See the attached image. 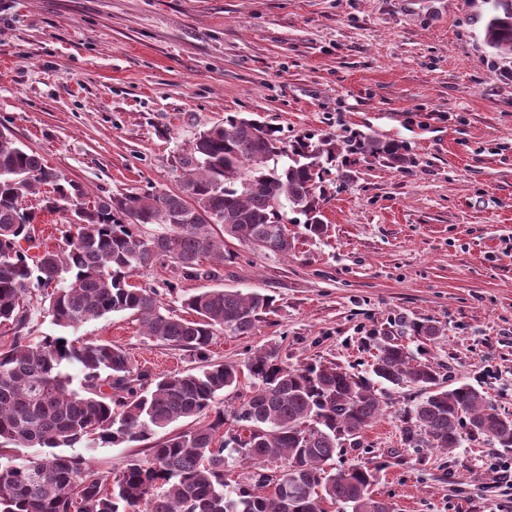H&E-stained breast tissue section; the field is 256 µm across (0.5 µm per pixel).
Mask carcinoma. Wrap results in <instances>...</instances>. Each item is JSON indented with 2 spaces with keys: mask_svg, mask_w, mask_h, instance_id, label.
I'll list each match as a JSON object with an SVG mask.
<instances>
[{
  "mask_svg": "<svg viewBox=\"0 0 512 512\" xmlns=\"http://www.w3.org/2000/svg\"><path fill=\"white\" fill-rule=\"evenodd\" d=\"M484 41L512 58V0H488ZM357 150L405 163L403 145L370 138ZM287 162L278 165L279 154ZM336 144L307 137L284 142L272 126L238 113L199 133L178 154V190L101 195L88 200L79 182L47 165L0 131V325H14L0 344V447L39 446L50 452L21 463L0 462V512H325L344 504L350 512H393L373 494L376 470L332 467L344 444L382 414L366 378L334 362L290 366L271 352L246 365L258 380L240 406L226 415L220 395L240 384L237 366L208 362L217 333L250 334L272 312L273 298L259 291L201 288L180 298L186 318L163 305L155 288L130 283L136 271L177 268L183 278L202 275V261L224 263V237L263 254L286 258L295 250L284 209L305 217V230L320 236V196ZM43 186L39 205L26 204ZM59 215L68 229L63 244L40 249L35 225ZM155 230L150 232L148 227ZM43 292L44 314L62 331L110 313L137 316L144 335L191 352L197 372L151 378L130 364L119 345L73 341L63 335L34 340L23 310L32 291ZM432 341L439 329L410 325ZM79 367L82 391L71 388L67 366ZM372 372L400 388H424L410 411V443L451 451L464 439H483L512 451V418L467 383L446 389L425 359L398 343L377 347ZM209 424L160 439L146 458L132 457L111 475L96 471L64 448L77 444L146 441L160 429L197 420ZM246 464L234 484L225 472Z\"/></svg>",
  "mask_w": 512,
  "mask_h": 512,
  "instance_id": "cac0c4a2",
  "label": "carcinoma"
}]
</instances>
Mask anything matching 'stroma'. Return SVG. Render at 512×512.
Masks as SVG:
<instances>
[{
  "mask_svg": "<svg viewBox=\"0 0 512 512\" xmlns=\"http://www.w3.org/2000/svg\"><path fill=\"white\" fill-rule=\"evenodd\" d=\"M487 14L485 0H0V129L93 195L176 190L178 151L232 112L287 142L333 139L320 236L289 211L288 258L231 240L234 260L203 262V277L155 266L132 284L272 296L252 334L214 337L212 362L272 348L368 379L388 336L439 363L442 386L471 384L512 414V59L485 45ZM367 137L399 142L406 163L349 152ZM69 336L121 345L155 376L200 365L126 313ZM375 390L381 417L336 467L378 464L373 491L394 512H512V487L494 482L511 451L408 447L420 387ZM144 448L75 452L115 472Z\"/></svg>",
  "mask_w": 512,
  "mask_h": 512,
  "instance_id": "stroma-1",
  "label": "stroma"
}]
</instances>
